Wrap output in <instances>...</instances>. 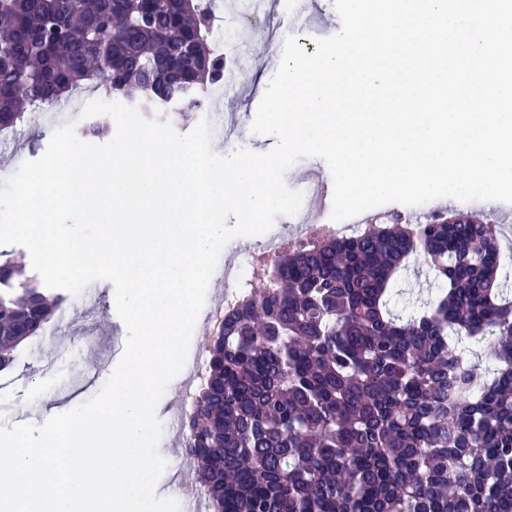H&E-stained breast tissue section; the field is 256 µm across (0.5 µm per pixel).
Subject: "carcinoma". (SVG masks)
<instances>
[{"label": "carcinoma", "instance_id": "carcinoma-1", "mask_svg": "<svg viewBox=\"0 0 512 512\" xmlns=\"http://www.w3.org/2000/svg\"><path fill=\"white\" fill-rule=\"evenodd\" d=\"M206 0H0V130L83 89L197 109ZM110 77L102 76L103 70ZM423 252L439 288L402 313ZM478 213L323 235L258 270L208 345L185 454L212 512H512V296ZM59 297L0 263V371Z\"/></svg>", "mask_w": 512, "mask_h": 512}]
</instances>
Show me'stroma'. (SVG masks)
I'll use <instances>...</instances> for the list:
<instances>
[{"label":"stroma","instance_id":"stroma-1","mask_svg":"<svg viewBox=\"0 0 512 512\" xmlns=\"http://www.w3.org/2000/svg\"><path fill=\"white\" fill-rule=\"evenodd\" d=\"M301 14L306 20L302 26L294 25L276 8L266 20L248 26L238 50L253 58V67L243 88L219 100L209 118L211 124L224 128L223 138L214 142L218 150L243 141L245 128L252 123L269 84L263 72L269 59L281 58L285 35L297 36L299 45L310 52L316 48L315 38L325 37L340 23L333 0H303ZM96 98V93L86 91L77 101L64 100L54 108L27 115L15 133L0 139V179L12 175L24 161L44 154L53 131L68 123L73 104L84 105ZM330 221V208L309 200L294 222L274 224L267 235L247 238L246 243L258 247L270 237L292 243L302 226ZM60 297V308L52 320L15 354L7 372L14 384L10 394L0 398V426L41 424L82 404L100 391L122 358L127 327L105 294H94L96 309L91 316L86 313L88 302L81 296L64 291ZM186 401L180 380H173L162 397L160 416L163 435L159 450L169 461L184 456V436L175 430L173 416Z\"/></svg>","mask_w":512,"mask_h":512}]
</instances>
